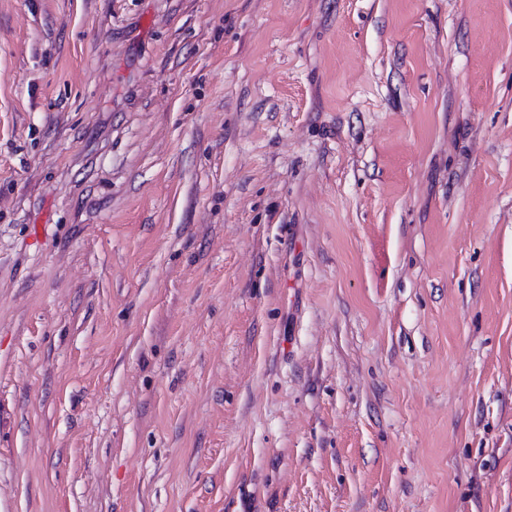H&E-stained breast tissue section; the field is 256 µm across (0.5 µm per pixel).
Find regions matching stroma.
<instances>
[{
	"instance_id": "1",
	"label": "stroma",
	"mask_w": 512,
	"mask_h": 512,
	"mask_svg": "<svg viewBox=\"0 0 512 512\" xmlns=\"http://www.w3.org/2000/svg\"><path fill=\"white\" fill-rule=\"evenodd\" d=\"M0 512H512V0H0Z\"/></svg>"
}]
</instances>
